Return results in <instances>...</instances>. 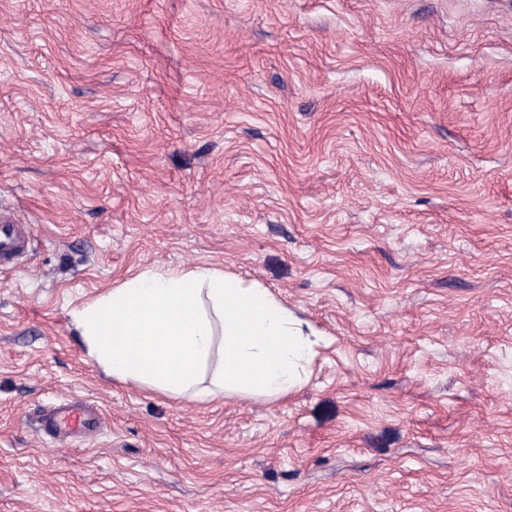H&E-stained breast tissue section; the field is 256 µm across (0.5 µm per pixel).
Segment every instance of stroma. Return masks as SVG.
<instances>
[{"mask_svg":"<svg viewBox=\"0 0 512 512\" xmlns=\"http://www.w3.org/2000/svg\"><path fill=\"white\" fill-rule=\"evenodd\" d=\"M0 512H512V0H0ZM317 335L274 402L107 376L151 267ZM99 406L67 448L47 398ZM0 205V269L15 267L28 249L31 225L15 220L9 209Z\"/></svg>","mask_w":512,"mask_h":512,"instance_id":"obj_1","label":"stroma"}]
</instances>
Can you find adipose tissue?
Instances as JSON below:
<instances>
[{"label":"adipose tissue","instance_id":"obj_1","mask_svg":"<svg viewBox=\"0 0 512 512\" xmlns=\"http://www.w3.org/2000/svg\"><path fill=\"white\" fill-rule=\"evenodd\" d=\"M74 324L112 379L200 402L285 397L315 345L267 289L206 266L143 270L85 303Z\"/></svg>","mask_w":512,"mask_h":512}]
</instances>
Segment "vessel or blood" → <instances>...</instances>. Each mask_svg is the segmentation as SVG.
<instances>
[{"instance_id": "b4317fda", "label": "vessel or blood", "mask_w": 512, "mask_h": 512, "mask_svg": "<svg viewBox=\"0 0 512 512\" xmlns=\"http://www.w3.org/2000/svg\"><path fill=\"white\" fill-rule=\"evenodd\" d=\"M31 227L19 223L10 210L0 206V269L15 267L28 249ZM41 434L66 446L69 438L102 430L100 409L83 401L48 407L40 417Z\"/></svg>"}]
</instances>
